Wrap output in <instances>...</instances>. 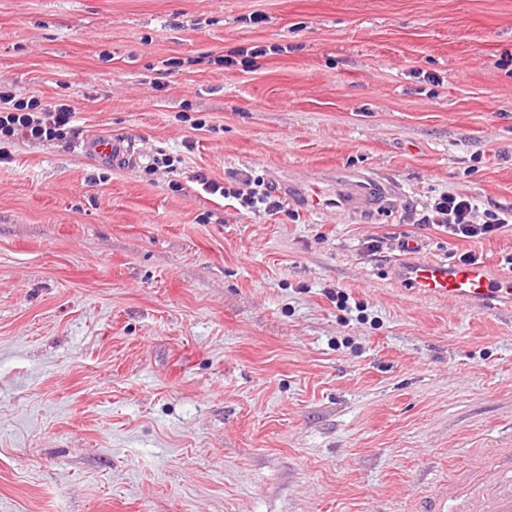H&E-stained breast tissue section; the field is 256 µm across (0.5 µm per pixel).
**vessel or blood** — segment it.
<instances>
[{
    "label": "vessel or blood",
    "instance_id": "vessel-or-blood-1",
    "mask_svg": "<svg viewBox=\"0 0 512 512\" xmlns=\"http://www.w3.org/2000/svg\"><path fill=\"white\" fill-rule=\"evenodd\" d=\"M393 182L371 175L356 182L354 190L337 189L335 195L319 192L306 195L308 206L315 211L344 209L353 198L375 201L395 195ZM423 245L418 240H403V261L392 269L394 281L403 288L437 298L448 299L483 313L501 306H512V272L493 271L481 263L448 262L422 258ZM479 490L457 505L456 512H512V490H499L490 475L478 480Z\"/></svg>",
    "mask_w": 512,
    "mask_h": 512
}]
</instances>
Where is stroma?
Returning <instances> with one entry per match:
<instances>
[{
  "instance_id": "1",
  "label": "stroma",
  "mask_w": 512,
  "mask_h": 512,
  "mask_svg": "<svg viewBox=\"0 0 512 512\" xmlns=\"http://www.w3.org/2000/svg\"><path fill=\"white\" fill-rule=\"evenodd\" d=\"M249 44L280 51L214 64ZM0 89L130 148L0 140V512H427L512 484V309L389 273L406 236L508 267L512 230L418 217L443 191L512 208V0H0ZM359 174L396 196L303 204ZM280 51L277 46L266 45H253L249 48L240 47L235 50L229 51L228 55H220L213 59L214 64L228 68L238 64L243 66V71L254 72L261 67V60L270 54ZM242 57V60L237 61L236 57ZM118 148V156L121 154V146L112 144V138L100 136L95 140H89L83 144L84 151L95 159L112 161L113 154ZM195 181L201 186V190L209 195H219L224 199L232 198L237 204L247 211H260L263 208L264 212L271 213L277 212L280 208V202L277 197L273 195L270 187L265 185L264 180H253L255 188L244 192L240 188L231 187L225 183H219L213 179L208 178L203 173H197ZM263 187V188H261ZM261 188V189H258Z\"/></svg>"
}]
</instances>
